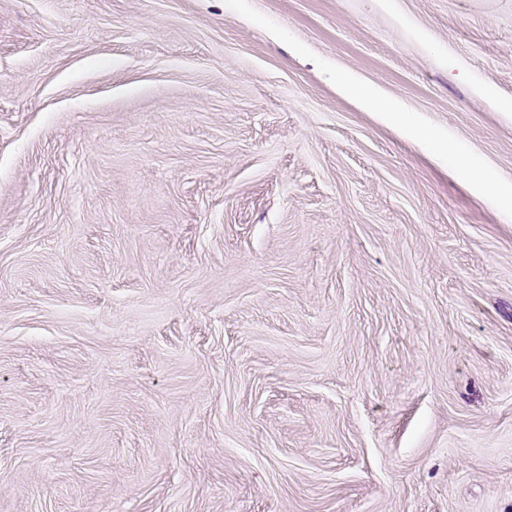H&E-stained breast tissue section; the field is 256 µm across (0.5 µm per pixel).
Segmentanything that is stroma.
<instances>
[{"label":"stroma","instance_id":"stroma-1","mask_svg":"<svg viewBox=\"0 0 512 512\" xmlns=\"http://www.w3.org/2000/svg\"><path fill=\"white\" fill-rule=\"evenodd\" d=\"M0 512H512V0H0ZM344 88L350 94L369 104L376 112H398L397 104L392 100L377 97L370 91L355 85L345 84Z\"/></svg>","mask_w":512,"mask_h":512}]
</instances>
